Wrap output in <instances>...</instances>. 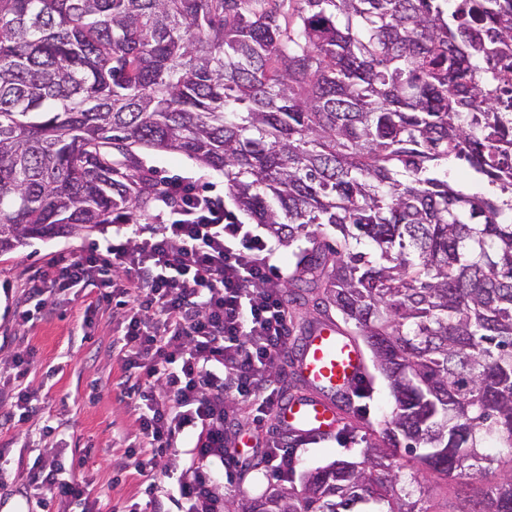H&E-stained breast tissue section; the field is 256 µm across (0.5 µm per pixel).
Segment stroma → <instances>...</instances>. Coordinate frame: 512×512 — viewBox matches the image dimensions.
<instances>
[{
    "mask_svg": "<svg viewBox=\"0 0 512 512\" xmlns=\"http://www.w3.org/2000/svg\"><path fill=\"white\" fill-rule=\"evenodd\" d=\"M143 171L157 181L186 180L198 189L223 196L226 205L234 200L221 173L198 165L184 155L138 149ZM113 225L104 224L89 233L75 236L31 240L18 249L0 254V279L8 280L11 296L0 293V361L20 346L35 351L29 379L43 393L44 413L56 425L70 454L81 458L82 475L93 492H107L117 512L132 499L143 498L139 476L126 463L124 439L133 430L135 412L122 400L116 380L121 362L108 348L122 328L118 316L99 311L90 330V339H82L76 323L94 295L76 299L59 297L54 313L33 326H17L13 306L19 300L33 270L43 267L59 250H82L111 238ZM371 392L360 399L365 412L363 433L382 430L392 411L387 381L369 371ZM37 428H1L0 462L23 475L44 448ZM361 440L342 443L337 438L313 439L292 450L294 476L328 465L340 459L360 458Z\"/></svg>",
    "mask_w": 512,
    "mask_h": 512,
    "instance_id": "35a3bbf8",
    "label": "stroma"
}]
</instances>
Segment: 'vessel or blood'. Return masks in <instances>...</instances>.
<instances>
[{"mask_svg":"<svg viewBox=\"0 0 512 512\" xmlns=\"http://www.w3.org/2000/svg\"><path fill=\"white\" fill-rule=\"evenodd\" d=\"M296 365L298 375L313 394L285 401L276 415L279 427L315 436L333 434L339 416L332 394L350 392L367 372L360 345L335 322L327 321L303 340Z\"/></svg>","mask_w":512,"mask_h":512,"instance_id":"b4317fda","label":"vessel or blood"}]
</instances>
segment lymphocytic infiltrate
Returning <instances> with one entry per match:
<instances>
[{"label":"lymphocytic infiltrate","mask_w":512,"mask_h":512,"mask_svg":"<svg viewBox=\"0 0 512 512\" xmlns=\"http://www.w3.org/2000/svg\"><path fill=\"white\" fill-rule=\"evenodd\" d=\"M156 202V223L119 225L104 247L77 256L54 253L29 277L13 318L21 327L34 324L55 296L92 290L96 304L80 320L85 329L96 305L127 296L112 348L123 362L120 394L135 411V440L125 456L146 496L129 512H160L155 458L182 441L189 458L177 462L174 484L181 512H224L238 461V434L227 425L230 399L252 406L261 420L283 402L270 370L288 346L287 274L272 263L268 239L223 198L171 181ZM33 357L20 348L0 364L14 384L0 424L26 423L41 411L38 389L25 382ZM77 467L64 449L47 448L27 473L24 498L43 508L103 512V496L93 495Z\"/></svg>","instance_id":"obj_1"}]
</instances>
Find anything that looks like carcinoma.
Masks as SVG:
<instances>
[{"mask_svg":"<svg viewBox=\"0 0 512 512\" xmlns=\"http://www.w3.org/2000/svg\"><path fill=\"white\" fill-rule=\"evenodd\" d=\"M139 148L223 173L295 246L299 335L336 310L393 398L361 459L224 512H434L401 450L512 512V0H0V253L140 221ZM452 166L450 177L457 185V189H460L465 193H475L484 190V184L477 176H474L472 172L467 170L465 163L461 161H452Z\"/></svg>","mask_w":512,"mask_h":512,"instance_id":"1","label":"carcinoma"}]
</instances>
